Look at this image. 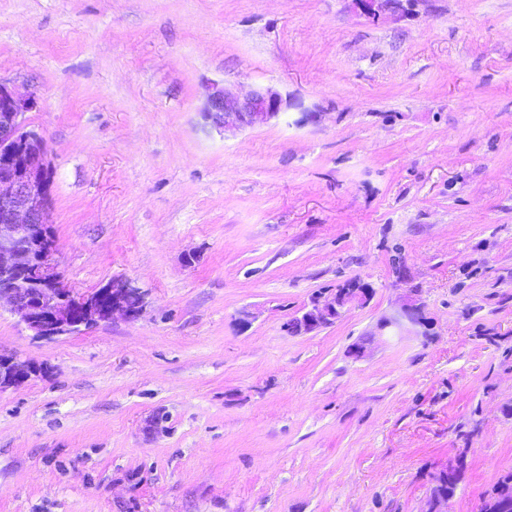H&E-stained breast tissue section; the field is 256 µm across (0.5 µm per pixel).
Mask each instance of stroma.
<instances>
[{"label": "stroma", "mask_w": 512, "mask_h": 512, "mask_svg": "<svg viewBox=\"0 0 512 512\" xmlns=\"http://www.w3.org/2000/svg\"><path fill=\"white\" fill-rule=\"evenodd\" d=\"M0 81L37 98L65 285L147 301L50 343L0 313L42 368L0 392V512H422L460 448L479 512L512 471V0H0ZM213 82L289 116L224 135ZM410 287L432 337L374 335ZM361 13L373 23L378 22L381 16L388 12L403 10L404 6L399 0H351ZM372 294L373 289L362 283L358 288H336L330 296H315L283 324V329L291 335L316 334L333 324L344 309L354 304L366 305Z\"/></svg>", "instance_id": "obj_1"}]
</instances>
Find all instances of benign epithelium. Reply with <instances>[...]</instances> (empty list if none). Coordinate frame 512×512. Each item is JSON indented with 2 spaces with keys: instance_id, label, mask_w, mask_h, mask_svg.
I'll use <instances>...</instances> for the list:
<instances>
[{
  "instance_id": "7a95c632",
  "label": "benign epithelium",
  "mask_w": 512,
  "mask_h": 512,
  "mask_svg": "<svg viewBox=\"0 0 512 512\" xmlns=\"http://www.w3.org/2000/svg\"><path fill=\"white\" fill-rule=\"evenodd\" d=\"M370 21L404 9L401 0H352ZM204 119L225 132L265 126L279 120L291 107L271 87L240 93L226 85L211 84ZM32 94H21L0 81V310L6 309L37 340L53 341L76 335L119 314L137 319L145 295L126 283L110 281L95 293L72 301L64 287L55 258L56 244L50 223L53 166L44 136L27 129L25 114L35 108ZM373 289L338 288L329 296L313 297L283 324L291 335L316 334L331 325L343 310L365 305ZM422 304L408 290L405 301L377 324L376 335L398 336L425 326ZM40 373V367L12 354L0 353V391L17 386ZM457 466L448 461L433 478L432 512H445L452 495L439 489Z\"/></svg>"
}]
</instances>
